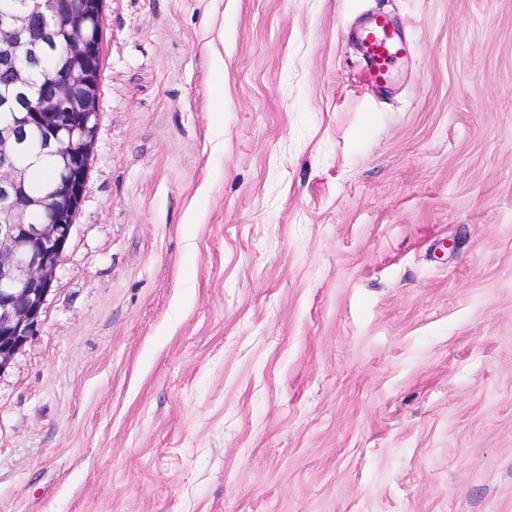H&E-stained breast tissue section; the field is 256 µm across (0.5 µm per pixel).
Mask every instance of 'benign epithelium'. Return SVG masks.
<instances>
[{
  "label": "benign epithelium",
  "mask_w": 512,
  "mask_h": 512,
  "mask_svg": "<svg viewBox=\"0 0 512 512\" xmlns=\"http://www.w3.org/2000/svg\"><path fill=\"white\" fill-rule=\"evenodd\" d=\"M103 0H22L0 15V373L38 331L78 212L99 117ZM63 47L56 73L33 79L45 48ZM37 130L40 147L14 161ZM52 157L63 174L40 194L28 190L30 168ZM36 213L44 221L31 222Z\"/></svg>",
  "instance_id": "obj_1"
}]
</instances>
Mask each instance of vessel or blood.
I'll list each match as a JSON object with an SVG mask.
<instances>
[{
	"mask_svg": "<svg viewBox=\"0 0 512 512\" xmlns=\"http://www.w3.org/2000/svg\"><path fill=\"white\" fill-rule=\"evenodd\" d=\"M361 58L370 79L377 84L387 83L393 65L404 52V41L381 13L374 14L359 32Z\"/></svg>",
	"mask_w": 512,
	"mask_h": 512,
	"instance_id": "vessel-or-blood-1",
	"label": "vessel or blood"
}]
</instances>
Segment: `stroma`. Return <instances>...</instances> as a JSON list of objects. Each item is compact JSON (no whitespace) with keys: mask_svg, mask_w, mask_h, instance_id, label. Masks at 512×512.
Returning <instances> with one entry per match:
<instances>
[{"mask_svg":"<svg viewBox=\"0 0 512 512\" xmlns=\"http://www.w3.org/2000/svg\"><path fill=\"white\" fill-rule=\"evenodd\" d=\"M102 41L0 512H512V0H104ZM361 58L370 79L376 84L387 83L393 65L404 52V41L381 13L374 14L359 32Z\"/></svg>","mask_w":512,"mask_h":512,"instance_id":"35a3bbf8","label":"stroma"}]
</instances>
